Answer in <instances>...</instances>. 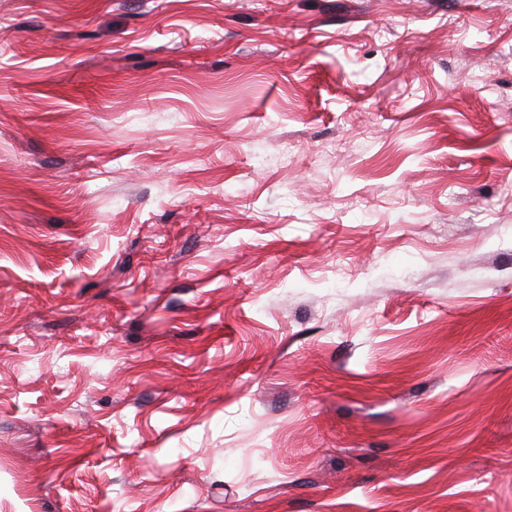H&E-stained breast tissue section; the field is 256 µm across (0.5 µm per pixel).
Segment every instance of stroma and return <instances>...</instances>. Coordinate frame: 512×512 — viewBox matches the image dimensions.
<instances>
[{
	"label": "stroma",
	"instance_id": "1",
	"mask_svg": "<svg viewBox=\"0 0 512 512\" xmlns=\"http://www.w3.org/2000/svg\"><path fill=\"white\" fill-rule=\"evenodd\" d=\"M0 512H512V0H0Z\"/></svg>",
	"mask_w": 512,
	"mask_h": 512
}]
</instances>
